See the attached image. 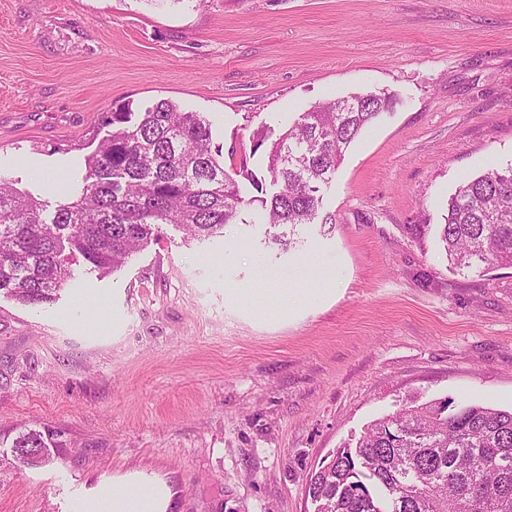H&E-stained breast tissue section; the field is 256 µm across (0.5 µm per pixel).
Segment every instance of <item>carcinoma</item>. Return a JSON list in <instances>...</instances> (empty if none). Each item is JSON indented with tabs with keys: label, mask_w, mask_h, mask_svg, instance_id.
<instances>
[{
	"label": "carcinoma",
	"mask_w": 512,
	"mask_h": 512,
	"mask_svg": "<svg viewBox=\"0 0 512 512\" xmlns=\"http://www.w3.org/2000/svg\"><path fill=\"white\" fill-rule=\"evenodd\" d=\"M390 98L357 94L322 102L279 133L253 134L275 191L242 163L239 182L212 146V124L162 99L137 114L106 117L112 131L85 159L80 192L54 205L0 175V296L32 308L50 304L72 278L71 259L108 274L172 225L187 240L224 236L259 203L268 241L284 251L297 229L317 222L321 185L332 179L358 134ZM258 195L248 196V188ZM435 232L460 270L512 267V167L464 181L448 200L445 223L407 227ZM17 458L50 460L45 434L14 441ZM308 495L323 512H512V411L452 402L412 401L369 423L353 444L332 451L309 476Z\"/></svg>",
	"instance_id": "obj_1"
}]
</instances>
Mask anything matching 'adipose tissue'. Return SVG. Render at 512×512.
<instances>
[{"label": "adipose tissue", "instance_id": "ef3b65f1", "mask_svg": "<svg viewBox=\"0 0 512 512\" xmlns=\"http://www.w3.org/2000/svg\"><path fill=\"white\" fill-rule=\"evenodd\" d=\"M171 493L164 482L141 475L113 483L105 512H167Z\"/></svg>", "mask_w": 512, "mask_h": 512}]
</instances>
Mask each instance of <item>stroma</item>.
I'll return each instance as SVG.
<instances>
[{
  "mask_svg": "<svg viewBox=\"0 0 512 512\" xmlns=\"http://www.w3.org/2000/svg\"><path fill=\"white\" fill-rule=\"evenodd\" d=\"M386 93L322 186L332 226L283 251L257 207L180 232L59 299L0 297V512H84L143 473L169 512H309L306 475L411 397L512 408V268L450 270L460 182L512 166V0H0V174L75 188L105 113L206 115L224 168L268 173L257 129ZM287 271L302 304H259ZM50 434L31 467L16 437Z\"/></svg>",
  "mask_w": 512,
  "mask_h": 512,
  "instance_id": "stroma-1",
  "label": "stroma"
}]
</instances>
